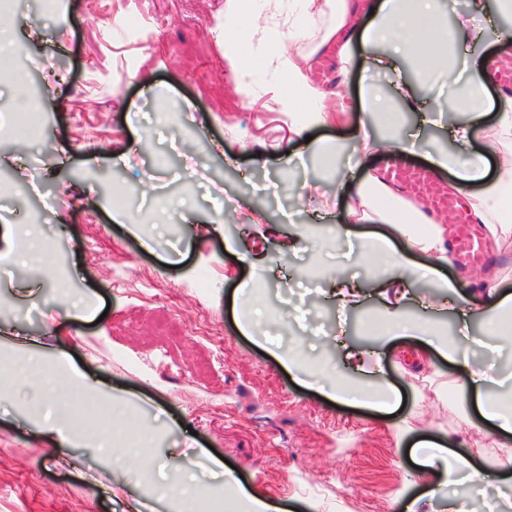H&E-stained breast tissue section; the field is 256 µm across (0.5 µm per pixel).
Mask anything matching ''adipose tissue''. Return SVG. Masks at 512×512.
<instances>
[{"instance_id": "adipose-tissue-1", "label": "adipose tissue", "mask_w": 512, "mask_h": 512, "mask_svg": "<svg viewBox=\"0 0 512 512\" xmlns=\"http://www.w3.org/2000/svg\"><path fill=\"white\" fill-rule=\"evenodd\" d=\"M260 8L269 15L267 32L274 41L262 59H254L248 51L251 36L248 31L228 28L224 31L226 59L240 86H247L255 67L271 73L276 82L287 83L290 92L284 95L289 111L297 118L292 125L296 136H304L312 127L327 123L330 115L322 108L324 91L313 85L306 74L310 58L338 34L346 39L340 48L343 64L357 67L363 74L385 69L391 72V99L385 100L364 91L360 97L361 111L368 120L359 122L354 131L353 152L357 161L374 153L403 160L412 153L410 140L379 135L376 118L390 117V101H397L400 111L413 113L418 127L433 124L429 110L417 88L428 78L445 81L453 112L475 113L481 110L489 96L493 74L481 65L474 48L482 43L497 50H512V39L502 32L501 17H512V0H496L494 11H486L482 0H475V11L483 13L484 24L471 28L465 24L448 25L440 0H370L367 9H359L356 0H225L224 10L230 14H247ZM468 66L469 77H459L461 66ZM434 174H451L453 189L470 182L480 188L470 196V207L479 222L486 224L490 235L500 244L512 245V159L498 162L495 173L486 170L483 156L463 161L443 148H435L425 156ZM336 204L346 216L363 222L394 221L395 211H402L406 223L416 225L417 235L410 238L408 250L397 249L389 236L378 237L377 243L395 272L391 282L395 302L406 300L407 275L438 277L439 285L451 294L450 304L461 322H468L473 304L485 307L484 330L497 333L512 325V294L479 296L460 293L451 280L441 277L439 268L448 261L442 228L426 214L422 205L398 196L378 176L375 169H365L353 192L337 190ZM419 250L424 261L414 262L411 250ZM391 338L411 340L421 352L436 350L458 365L457 387L460 391L478 392V409L498 434L512 433V409L500 408L490 387L496 377L488 368L471 363L447 343L433 339L427 331L405 318H398L384 331ZM498 439L489 444H475L462 451L432 443L418 448L414 460L425 473L440 480L451 474L465 473L473 482H488L492 473L481 462L488 448L499 447Z\"/></svg>"}]
</instances>
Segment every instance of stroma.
Wrapping results in <instances>:
<instances>
[{
  "instance_id": "obj_1",
  "label": "stroma",
  "mask_w": 512,
  "mask_h": 512,
  "mask_svg": "<svg viewBox=\"0 0 512 512\" xmlns=\"http://www.w3.org/2000/svg\"><path fill=\"white\" fill-rule=\"evenodd\" d=\"M13 11L0 48V361L45 355L71 382L76 424L61 444L34 387L14 372L0 383V512H125L134 500L141 512H177L158 485L187 479L223 498L221 458L286 512H336L344 500L347 512H406L418 496L420 512L512 502V489L450 488L418 473L414 443L466 448L489 424L475 396L456 391L455 363L381 335L393 271L362 243L380 227L336 233L354 123L311 128L345 147L323 177L268 74L237 92L222 33L263 26L261 14H226L224 0H13ZM33 14L35 31L25 26ZM339 66L332 46L310 64L323 71L327 109L358 103L365 85L388 89L383 72L338 83ZM29 101L40 108L16 130ZM495 115L483 111L471 145L491 163L512 154ZM305 183L314 199L303 207ZM116 206L125 223L113 222ZM252 212L262 223L246 222ZM489 249L485 277L453 263L441 275L464 290L512 292V265ZM255 258L271 273H257ZM340 279L360 282L357 297L332 300ZM408 285L409 319L512 372V338L467 341L453 309L425 307L434 280ZM365 345L377 353L360 365L350 353ZM335 369L353 389L391 385L392 414L325 397L318 387ZM96 414L140 435L138 459L102 449L88 422Z\"/></svg>"
}]
</instances>
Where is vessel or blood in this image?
I'll list each match as a JSON object with an SVG mask.
<instances>
[{
	"label": "vessel or blood",
	"instance_id": "obj_1",
	"mask_svg": "<svg viewBox=\"0 0 512 512\" xmlns=\"http://www.w3.org/2000/svg\"><path fill=\"white\" fill-rule=\"evenodd\" d=\"M386 181L410 184L425 196L430 210L457 209L459 228L454 237V255L457 263L471 267L483 263L487 257V246L471 212L458 210L457 199L450 197L445 185L438 183L427 168L409 169L393 165L383 172Z\"/></svg>",
	"mask_w": 512,
	"mask_h": 512
}]
</instances>
